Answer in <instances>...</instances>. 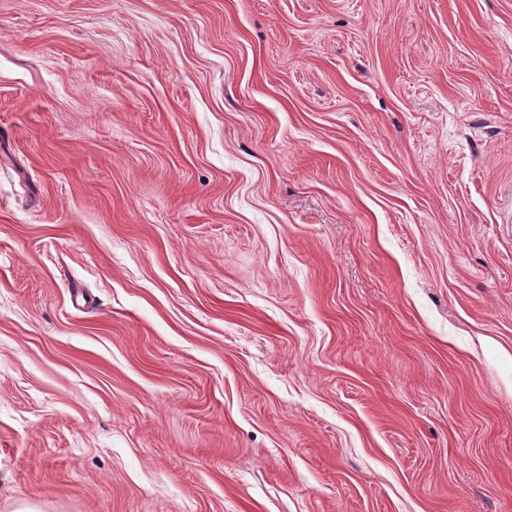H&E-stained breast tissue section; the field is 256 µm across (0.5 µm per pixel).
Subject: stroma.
<instances>
[{"label": "stroma", "instance_id": "35a3bbf8", "mask_svg": "<svg viewBox=\"0 0 512 512\" xmlns=\"http://www.w3.org/2000/svg\"><path fill=\"white\" fill-rule=\"evenodd\" d=\"M512 512V0H0V512Z\"/></svg>", "mask_w": 512, "mask_h": 512}]
</instances>
